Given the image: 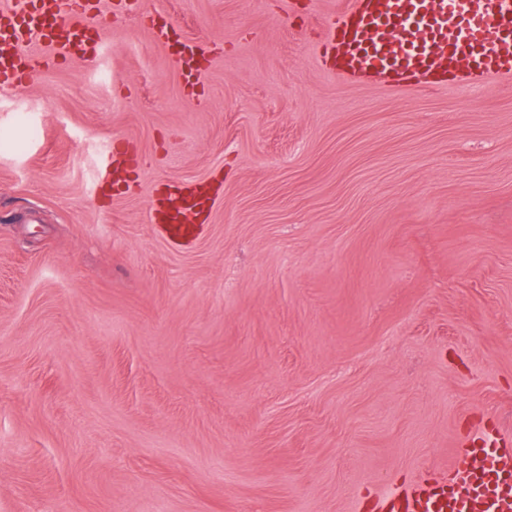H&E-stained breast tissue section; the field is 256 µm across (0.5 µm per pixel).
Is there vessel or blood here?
I'll return each instance as SVG.
<instances>
[{
  "label": "vessel or blood",
  "mask_w": 512,
  "mask_h": 512,
  "mask_svg": "<svg viewBox=\"0 0 512 512\" xmlns=\"http://www.w3.org/2000/svg\"><path fill=\"white\" fill-rule=\"evenodd\" d=\"M156 41L171 48L188 96L206 69L204 47L180 37L174 21L147 15ZM112 22L99 0H12L0 7V83L19 87L38 69L98 59ZM325 45L342 80L434 87L445 73L466 85L512 79V0H350L324 23ZM213 200L201 186L172 184L151 213L177 233ZM446 478L391 493L389 512H512V437L485 430L456 449Z\"/></svg>",
  "instance_id": "vessel-or-blood-1"
}]
</instances>
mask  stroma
<instances>
[{
  "instance_id": "1",
  "label": "stroma",
  "mask_w": 512,
  "mask_h": 512,
  "mask_svg": "<svg viewBox=\"0 0 512 512\" xmlns=\"http://www.w3.org/2000/svg\"><path fill=\"white\" fill-rule=\"evenodd\" d=\"M346 4L140 0L0 88L42 125L0 154V512H379L512 432V80L342 81ZM147 10L208 46L197 98ZM179 181L215 201L176 242ZM166 197L159 199L157 208L152 207L151 222L166 224L169 233L177 234L180 228L173 224H198L199 217L210 210L213 200L200 185L171 184L166 188ZM179 204L191 208L186 216L179 213Z\"/></svg>"
}]
</instances>
